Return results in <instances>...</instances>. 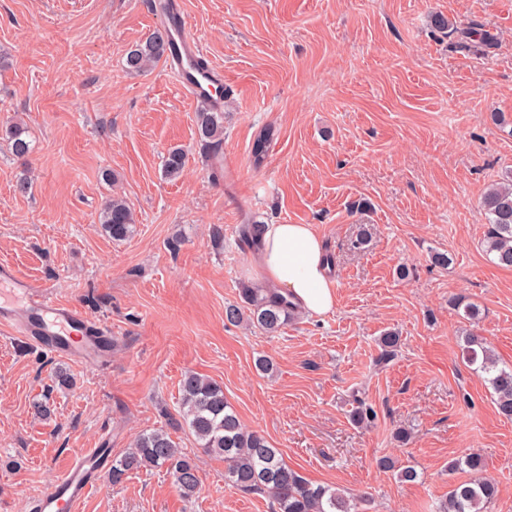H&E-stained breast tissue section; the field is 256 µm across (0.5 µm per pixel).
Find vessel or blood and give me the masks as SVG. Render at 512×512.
I'll list each match as a JSON object with an SVG mask.
<instances>
[{
    "label": "vessel or blood",
    "instance_id": "b4317fda",
    "mask_svg": "<svg viewBox=\"0 0 512 512\" xmlns=\"http://www.w3.org/2000/svg\"><path fill=\"white\" fill-rule=\"evenodd\" d=\"M162 15L170 36L167 70L188 98L222 109L224 100L216 89L224 82V72L213 65L199 67L203 49L186 31L182 0H173ZM0 325L48 354L83 365L101 362L112 351L111 330L80 307L60 302L49 289L34 287L5 262L0 263ZM111 467V449L75 453L50 489L30 501L29 512H79L87 494Z\"/></svg>",
    "mask_w": 512,
    "mask_h": 512
}]
</instances>
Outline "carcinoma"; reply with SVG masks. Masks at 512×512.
I'll list each match as a JSON object with an SVG mask.
<instances>
[{
	"label": "carcinoma",
	"mask_w": 512,
	"mask_h": 512,
	"mask_svg": "<svg viewBox=\"0 0 512 512\" xmlns=\"http://www.w3.org/2000/svg\"><path fill=\"white\" fill-rule=\"evenodd\" d=\"M170 42L166 31H155L145 42L129 51L127 69L142 72L166 56ZM200 142L207 148L217 147L224 137V113L214 112L201 104L195 113ZM19 125H0V138L10 143L14 156L31 153L30 141L23 138ZM275 138L271 126L262 128L251 147L253 164L261 166ZM187 153L181 147L167 152L164 173L169 178L181 174ZM482 204L491 229L487 251L497 264L512 268V171L484 193ZM102 230L114 241H124L135 232V218L129 204L121 198L108 200L100 213ZM241 302L224 307V320L230 324L248 321L273 336L297 318L296 308L287 298L264 289L245 286L240 289ZM399 344V336L388 332L380 340L379 361L389 360ZM465 362L474 367L492 388L499 414L512 419V368L498 367L483 337L469 332L462 353ZM180 416L183 424L204 454L224 460V480L243 493H263L275 504V512H357L355 504L339 489L314 483L288 465L279 449L273 447L258 430H249L224 396V387L194 372L184 374L181 385ZM378 465L396 471L401 483L419 478L412 465L395 467V462L382 457ZM164 467L172 473L177 490L185 498L193 497L200 486L195 460L160 427L138 434L130 451L112 462V483L116 484L131 471ZM466 469L471 478L453 485L440 501L436 512H489L498 497L496 482L485 477L481 455L469 453L454 461L449 470Z\"/></svg>",
	"instance_id": "cac0c4a2"
}]
</instances>
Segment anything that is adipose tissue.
Returning a JSON list of instances; mask_svg holds the SVG:
<instances>
[{
    "label": "adipose tissue",
    "mask_w": 512,
    "mask_h": 512,
    "mask_svg": "<svg viewBox=\"0 0 512 512\" xmlns=\"http://www.w3.org/2000/svg\"><path fill=\"white\" fill-rule=\"evenodd\" d=\"M258 278L263 288L290 297L300 309L325 315L336 307L325 243L309 224H269L260 239Z\"/></svg>",
    "instance_id": "adipose-tissue-1"
}]
</instances>
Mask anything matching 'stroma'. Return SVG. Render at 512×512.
<instances>
[{
    "label": "stroma",
    "instance_id": "stroma-1",
    "mask_svg": "<svg viewBox=\"0 0 512 512\" xmlns=\"http://www.w3.org/2000/svg\"><path fill=\"white\" fill-rule=\"evenodd\" d=\"M150 2L0 0V124L21 122L32 145L20 161L0 140V261L113 336L110 362L86 366L0 328V512H28L75 451L118 458L178 418L189 371L222 383L247 428L308 480L360 498L359 512H435L469 478L449 462L470 452L498 483L490 512H512V420L461 350L477 330L512 368V269L485 250L481 206L512 170V0H183L189 34L224 70L215 150L163 65L126 68L128 50L163 26ZM437 14L451 30L433 27ZM476 24L493 46L464 37ZM268 125L276 136L257 167L251 146ZM177 145L188 161L170 179ZM114 195L136 218L123 242L99 222ZM255 222L315 227L333 312L300 314L276 336L225 321L256 262L240 240ZM435 252L448 267L431 264ZM389 330L399 348L383 363ZM261 356L273 376L256 371ZM61 369L73 386H58ZM45 396L46 420L32 409ZM361 404L374 420L353 421ZM171 436L198 456L192 498L166 469L144 468L101 478L81 512H274L267 496L227 485L223 460L198 454L188 430ZM383 457L418 480L399 482Z\"/></svg>",
    "mask_w": 512,
    "mask_h": 512
}]
</instances>
